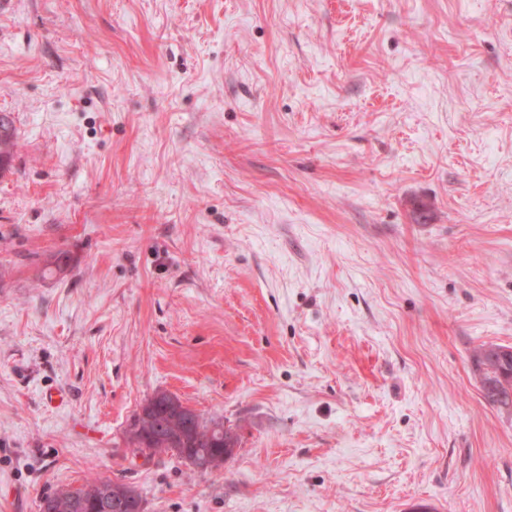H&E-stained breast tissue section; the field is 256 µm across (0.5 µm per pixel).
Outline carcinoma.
Returning a JSON list of instances; mask_svg holds the SVG:
<instances>
[{
    "label": "carcinoma",
    "mask_w": 512,
    "mask_h": 512,
    "mask_svg": "<svg viewBox=\"0 0 512 512\" xmlns=\"http://www.w3.org/2000/svg\"><path fill=\"white\" fill-rule=\"evenodd\" d=\"M1 129L5 131V139L0 146V172L9 165L17 137L10 114L0 113ZM501 368L503 376L490 377L484 374L480 381L484 399L499 409L512 405V359L501 364ZM133 426L144 439V448L155 447L158 435H169L173 441L162 453H171L184 460L195 458L212 461V465L203 468L205 472L222 467L232 459L238 443L234 436H226L228 430L224 429L223 422L208 420L199 414L187 421L176 415L165 397L144 405L142 414L133 419ZM41 501L46 503V512H96L89 498L80 495L71 502H60L54 494L41 498Z\"/></svg>",
    "instance_id": "carcinoma-1"
}]
</instances>
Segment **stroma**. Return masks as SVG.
I'll return each mask as SVG.
<instances>
[{
	"label": "stroma",
	"mask_w": 512,
	"mask_h": 512,
	"mask_svg": "<svg viewBox=\"0 0 512 512\" xmlns=\"http://www.w3.org/2000/svg\"><path fill=\"white\" fill-rule=\"evenodd\" d=\"M1 112L0 512H512V0H0ZM1 129L6 131L3 147H1L2 142L0 138V172L2 173L8 167L12 158L17 137L14 120L10 114L0 113V130ZM485 345V344H484ZM480 345L474 349L472 354V363L476 371L481 373L480 388L484 399L492 406L503 410L502 407L510 404L512 407V358L506 363L501 364L503 376L489 377L484 374L482 366L484 365L482 349ZM152 398L142 407L143 416L141 413L138 414L133 419L134 423L132 422L146 442L141 443L142 447L140 448H158L155 447V444L157 436L160 434L174 437V440L170 445L168 438H165V442L161 446L169 447L149 454L150 456L171 453L186 461L187 458L206 461L208 465L202 468L201 472L223 467L232 459L238 439L228 430H224L223 422L205 419L200 414H196L194 418L187 421L182 416H177L176 413L184 414L188 410L194 411L192 408L182 402L179 405L177 401L172 400L173 407L176 409L175 413L166 397L151 403ZM224 433L229 437H226ZM213 461L214 463L209 466ZM135 490V489H134ZM116 494L113 492L112 483L109 485L100 486L97 490L93 491L97 500V507L103 512H136L139 511L141 505L138 503V497L143 501V497L137 492L136 494L127 488V491ZM145 502V501H144ZM82 491L77 492V498L72 502H59L56 494L41 498L46 503V511L41 512H97L95 505L89 500V497H82Z\"/></svg>",
	"instance_id": "obj_1"
}]
</instances>
